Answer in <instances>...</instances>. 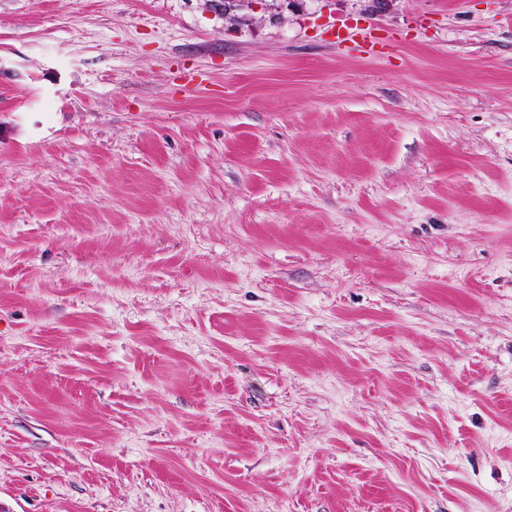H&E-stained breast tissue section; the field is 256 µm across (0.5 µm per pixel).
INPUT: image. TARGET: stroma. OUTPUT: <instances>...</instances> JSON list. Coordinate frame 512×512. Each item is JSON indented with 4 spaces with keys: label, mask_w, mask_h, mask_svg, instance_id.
<instances>
[{
    "label": "stroma",
    "mask_w": 512,
    "mask_h": 512,
    "mask_svg": "<svg viewBox=\"0 0 512 512\" xmlns=\"http://www.w3.org/2000/svg\"><path fill=\"white\" fill-rule=\"evenodd\" d=\"M0 0V512H512V0Z\"/></svg>",
    "instance_id": "stroma-1"
}]
</instances>
